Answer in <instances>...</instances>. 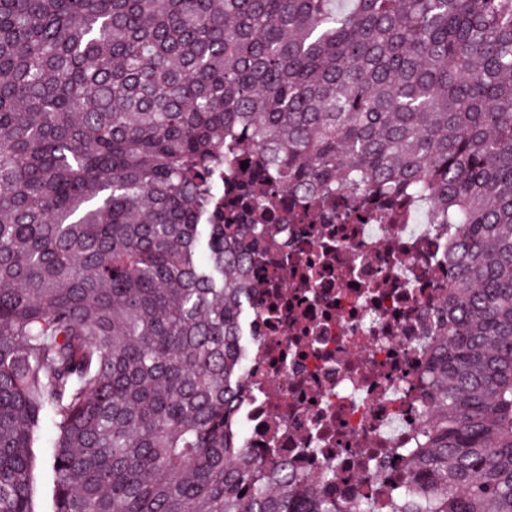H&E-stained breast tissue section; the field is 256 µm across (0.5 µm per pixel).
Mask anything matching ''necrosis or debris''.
Segmentation results:
<instances>
[{
  "mask_svg": "<svg viewBox=\"0 0 512 512\" xmlns=\"http://www.w3.org/2000/svg\"><path fill=\"white\" fill-rule=\"evenodd\" d=\"M264 221L273 241L242 324L243 446L323 476L340 512H394L413 479L425 345L454 229L426 203L379 195L317 207L283 191Z\"/></svg>",
  "mask_w": 512,
  "mask_h": 512,
  "instance_id": "1",
  "label": "necrosis or debris"
}]
</instances>
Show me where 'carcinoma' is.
I'll use <instances>...</instances> for the list:
<instances>
[{
	"instance_id": "obj_1",
	"label": "carcinoma",
	"mask_w": 512,
	"mask_h": 512,
	"mask_svg": "<svg viewBox=\"0 0 512 512\" xmlns=\"http://www.w3.org/2000/svg\"><path fill=\"white\" fill-rule=\"evenodd\" d=\"M0 0V512H337L242 447L263 224L224 168L431 202L452 278L400 512H512V0ZM226 171L227 169L224 170V222L225 220L227 222L230 213H235V215L240 216L235 224H252L251 218L245 216L243 194L238 192L230 183Z\"/></svg>"
}]
</instances>
